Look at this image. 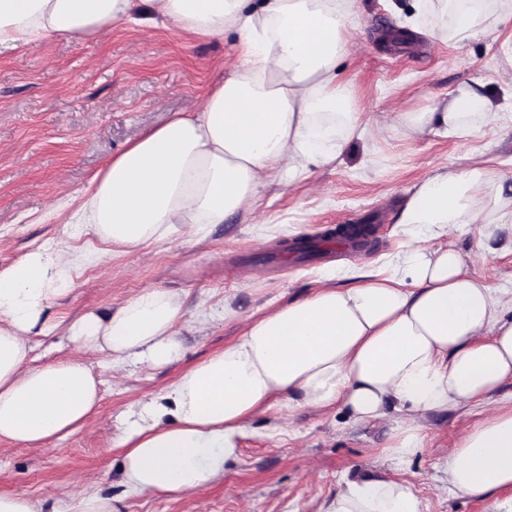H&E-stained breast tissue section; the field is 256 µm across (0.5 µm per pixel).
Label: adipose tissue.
<instances>
[{
	"instance_id": "obj_1",
	"label": "adipose tissue",
	"mask_w": 512,
	"mask_h": 512,
	"mask_svg": "<svg viewBox=\"0 0 512 512\" xmlns=\"http://www.w3.org/2000/svg\"><path fill=\"white\" fill-rule=\"evenodd\" d=\"M496 0H422L407 25L464 46L499 17ZM353 0H0V48L58 37L102 38L141 24L237 38L239 66L201 107L172 113L130 142L53 218L101 245L137 250L205 233L249 210L268 182L330 164L364 127L336 81ZM501 105L459 87L427 112H407V133L464 138ZM415 243L391 274L342 288L324 283L251 319L223 350L189 366L178 328L180 295L147 288L116 310L59 326L51 316L75 267L92 254L62 239L0 269V441L38 447L67 438L96 413L99 378L78 357L35 364L31 335L63 329L69 346L110 368L181 364L160 392L133 404L112 445L120 483L140 494L188 492L224 476L254 414L340 411L362 424L397 412L385 448L396 469L423 448L421 418L478 405L512 383V293L470 273L444 236L475 227L483 249L512 229V187L477 162L430 176L399 217ZM451 487L512 512V398L469 427L448 458ZM325 512H422L411 485L383 474L346 480Z\"/></svg>"
}]
</instances>
